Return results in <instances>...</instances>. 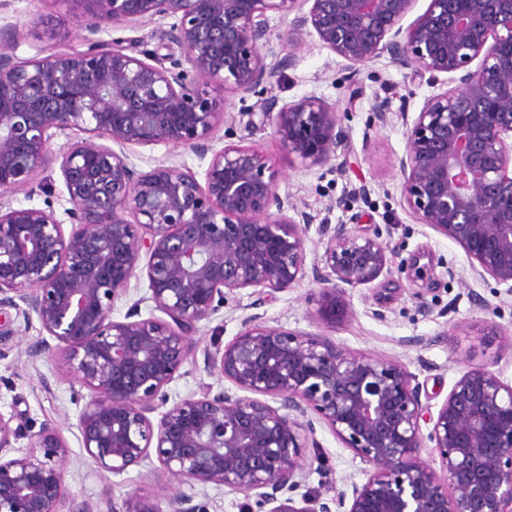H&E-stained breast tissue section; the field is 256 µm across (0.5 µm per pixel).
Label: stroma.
Segmentation results:
<instances>
[{"mask_svg": "<svg viewBox=\"0 0 512 512\" xmlns=\"http://www.w3.org/2000/svg\"><path fill=\"white\" fill-rule=\"evenodd\" d=\"M51 14L63 17L69 32L66 42L49 39L43 28L33 26V18ZM0 29L19 31V38L9 46L19 59L36 56L41 50L80 47L87 35L80 10L64 9L51 0H0ZM347 73L345 61L325 48L317 36L304 37L292 52L291 65L280 71L265 92L233 97L229 108L233 129L216 132L212 145L217 150L227 145H253L271 157L278 172V194L313 218L307 233V265L317 264L323 252L320 225L350 220L360 230L376 224L389 228L393 241L402 244L401 254L390 256L388 273L369 287L351 292L353 317L325 329L319 328L313 317L314 297L320 288L313 276L257 308L251 305L249 290H240L237 301L199 323L194 339L200 350L167 386L168 402L206 387L223 390L224 379L205 368L201 350L216 339L231 341L243 319L254 314L268 326L321 330L350 351L409 362L423 385L422 403L432 411L438 410L465 365L489 366L505 382H512V296L491 297L489 288L472 276L463 249L418 223L409 212L401 197L403 178L398 164L405 151L406 129L397 117L383 123L373 117V105L382 99L395 110L404 104L409 111H419L425 98L434 94V87L412 79L409 71L391 65L385 56L361 70L357 77L360 96H353L345 80ZM267 96L282 102L315 96L335 103L346 131L344 151L329 164L310 171L291 166L272 127L251 124L253 112ZM131 161L140 170L162 162L183 164L201 176L210 158L187 147L158 146L136 149ZM50 178L46 190L32 184L12 193L13 206L50 208L57 217H64L68 202L63 178L57 170ZM361 187L366 188V196H358ZM481 296L490 298V306L478 305ZM14 327V338L0 346V414L10 417L12 427L18 429L21 447L27 444L25 434L30 426L49 420L60 429L71 450L63 465L66 512L108 498L119 502L137 492L205 500L210 512H247L249 500L244 494L168 477L156 471L151 461L119 476H101L81 448L77 428L81 404L71 380L60 375L54 358L28 355L44 336L39 321L19 316ZM317 438L337 480L363 482L359 459L327 427L318 426Z\"/></svg>", "mask_w": 512, "mask_h": 512, "instance_id": "stroma-1", "label": "stroma"}]
</instances>
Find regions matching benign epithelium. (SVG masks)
Listing matches in <instances>:
<instances>
[{"label": "benign epithelium", "mask_w": 512, "mask_h": 512, "mask_svg": "<svg viewBox=\"0 0 512 512\" xmlns=\"http://www.w3.org/2000/svg\"><path fill=\"white\" fill-rule=\"evenodd\" d=\"M71 2L92 34L175 19L165 37L190 65L167 67L122 37L25 60L0 49V342L14 335L7 309L37 316L49 339L30 356L59 352L60 373L87 390L77 424L87 459L116 476L154 455L175 479L254 496L265 512H512V383L486 366L466 367L433 414L402 360L251 316L203 351L236 392L208 387L152 420L195 352L199 322L240 290L254 289L260 306L305 278L311 217L278 195L276 170L253 146L212 151L201 180L185 165L144 171L130 161L137 148L209 151L229 112L205 89L227 103L272 83L304 34L347 62L350 83L385 54L433 86L446 74L452 87L412 116L397 113L401 195L419 223L464 250L474 277L512 293V0H429L407 25L415 0H58ZM273 15L289 19L285 42L272 37ZM262 114L300 169L326 165L345 142L322 98L273 99ZM68 130L87 137L53 152ZM55 167L68 232L54 210L5 198ZM322 235L327 273L315 266L313 277L326 287L314 318L329 324L353 316L348 290L377 280L394 249L350 224H324ZM141 275L155 314L141 317L136 301L113 319ZM317 422L360 459L365 481L330 500H297L314 466L335 483ZM18 437L0 414V512H61L67 441L49 422L24 447L13 446ZM82 512L209 509L142 493Z\"/></svg>", "instance_id": "1"}]
</instances>
